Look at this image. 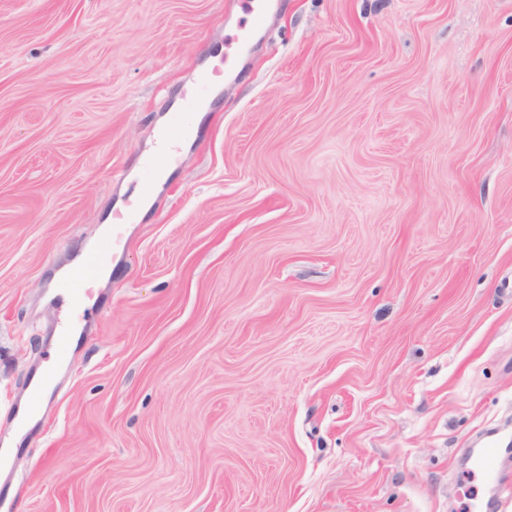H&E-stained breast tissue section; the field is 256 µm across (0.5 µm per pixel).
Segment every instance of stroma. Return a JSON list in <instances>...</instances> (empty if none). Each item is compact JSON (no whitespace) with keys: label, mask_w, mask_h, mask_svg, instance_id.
<instances>
[{"label":"stroma","mask_w":512,"mask_h":512,"mask_svg":"<svg viewBox=\"0 0 512 512\" xmlns=\"http://www.w3.org/2000/svg\"><path fill=\"white\" fill-rule=\"evenodd\" d=\"M16 433L0 512H512V0H0ZM219 73V70H215L211 74H206L197 83L195 88L185 97L184 109L173 116L171 125L163 133V136L166 138V144L154 155L143 159L142 167L150 182H154L159 177L164 164L169 160L168 147L174 138L187 135L190 132L192 113L203 102Z\"/></svg>","instance_id":"35a3bbf8"}]
</instances>
